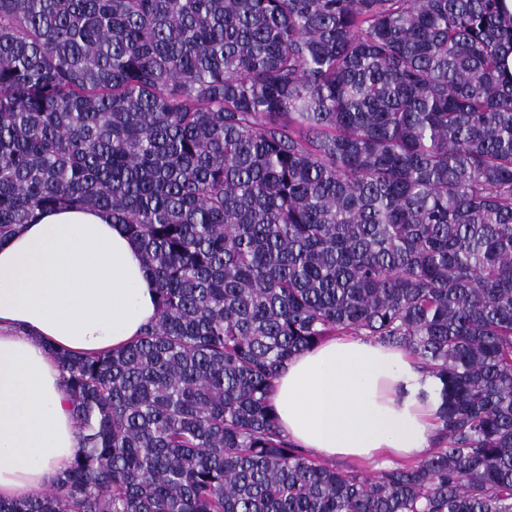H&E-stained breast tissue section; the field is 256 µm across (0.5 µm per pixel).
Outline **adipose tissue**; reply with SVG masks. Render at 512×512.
Listing matches in <instances>:
<instances>
[{
  "instance_id": "obj_1",
  "label": "adipose tissue",
  "mask_w": 512,
  "mask_h": 512,
  "mask_svg": "<svg viewBox=\"0 0 512 512\" xmlns=\"http://www.w3.org/2000/svg\"><path fill=\"white\" fill-rule=\"evenodd\" d=\"M156 299L137 244L102 210L46 211L0 242V499L43 496L79 444L52 349L126 346L156 318ZM419 377L405 349L321 341L279 369L278 426L323 458L422 456L434 410Z\"/></svg>"
}]
</instances>
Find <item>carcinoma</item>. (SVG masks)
I'll return each mask as SVG.
<instances>
[{"label":"carcinoma","mask_w":512,"mask_h":512,"mask_svg":"<svg viewBox=\"0 0 512 512\" xmlns=\"http://www.w3.org/2000/svg\"><path fill=\"white\" fill-rule=\"evenodd\" d=\"M502 0H0V241L112 214L157 318L55 350L79 448L0 512H512V17ZM432 377L371 476L278 428L332 335Z\"/></svg>","instance_id":"obj_1"}]
</instances>
